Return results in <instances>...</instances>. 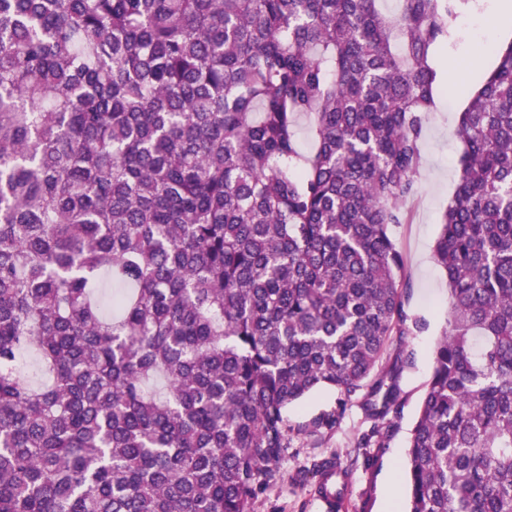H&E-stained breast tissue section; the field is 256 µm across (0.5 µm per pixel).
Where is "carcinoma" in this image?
Returning a JSON list of instances; mask_svg holds the SVG:
<instances>
[{
    "label": "carcinoma",
    "instance_id": "carcinoma-1",
    "mask_svg": "<svg viewBox=\"0 0 512 512\" xmlns=\"http://www.w3.org/2000/svg\"><path fill=\"white\" fill-rule=\"evenodd\" d=\"M469 5L0 0V512H249L322 388L314 426L365 390L381 444L410 319L390 226ZM494 53L458 122L404 512H512V42Z\"/></svg>",
    "mask_w": 512,
    "mask_h": 512
}]
</instances>
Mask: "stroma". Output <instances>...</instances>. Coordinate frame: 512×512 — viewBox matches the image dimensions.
<instances>
[{
    "mask_svg": "<svg viewBox=\"0 0 512 512\" xmlns=\"http://www.w3.org/2000/svg\"><path fill=\"white\" fill-rule=\"evenodd\" d=\"M496 2L475 0L471 8L459 13L452 39L432 52L435 68L452 67L453 76L442 82L437 109L426 121L418 191L406 205L407 219L390 228L404 257L409 312L427 322L424 329L412 328L406 335L390 339V351H402L405 359L399 380L400 416L383 446L363 449L357 441L370 423L360 406L361 395L353 396L344 416L330 431L315 429L313 421L336 407L337 391L319 390L289 408L290 447L277 474L256 493L251 512H320L312 467L334 455L355 464L336 512H390L391 507L403 506L406 501L407 446L431 377L435 344L448 316V286L443 269L434 259V244L460 173L463 145L455 133L458 114L470 92L493 68V47L512 40V31L498 33L488 22Z\"/></svg>",
    "mask_w": 512,
    "mask_h": 512,
    "instance_id": "1",
    "label": "stroma"
}]
</instances>
